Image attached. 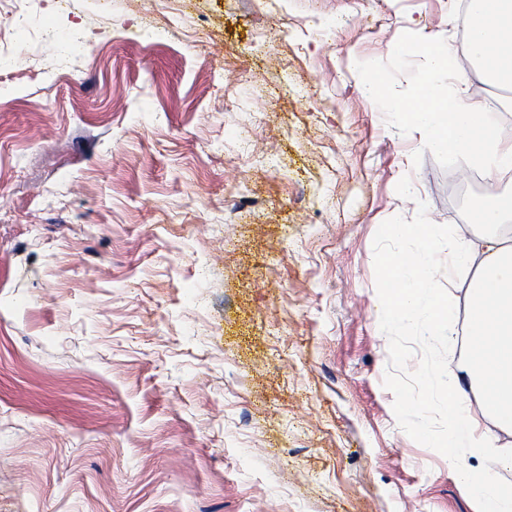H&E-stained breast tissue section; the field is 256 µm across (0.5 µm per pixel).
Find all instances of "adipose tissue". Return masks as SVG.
Returning <instances> with one entry per match:
<instances>
[{
	"instance_id": "adipose-tissue-1",
	"label": "adipose tissue",
	"mask_w": 512,
	"mask_h": 512,
	"mask_svg": "<svg viewBox=\"0 0 512 512\" xmlns=\"http://www.w3.org/2000/svg\"><path fill=\"white\" fill-rule=\"evenodd\" d=\"M471 221L474 230L455 231L446 258L449 284H468L464 328L452 319L447 292L431 285L434 248L422 225L389 227L397 238L417 236L419 245L383 263L390 284L388 317L396 326L423 320L428 329L446 332L449 345L464 344V359L448 375V429L441 446L451 473L472 491L480 512H512V485L458 454L494 445L474 425L472 403L512 431V194L491 196L489 205L474 209Z\"/></svg>"
}]
</instances>
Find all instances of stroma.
Instances as JSON below:
<instances>
[{
	"mask_svg": "<svg viewBox=\"0 0 512 512\" xmlns=\"http://www.w3.org/2000/svg\"><path fill=\"white\" fill-rule=\"evenodd\" d=\"M462 5L0 0V512H478L401 411L445 433L459 355L382 268L470 210L354 67L462 54Z\"/></svg>",
	"mask_w": 512,
	"mask_h": 512,
	"instance_id": "obj_1",
	"label": "stroma"
}]
</instances>
